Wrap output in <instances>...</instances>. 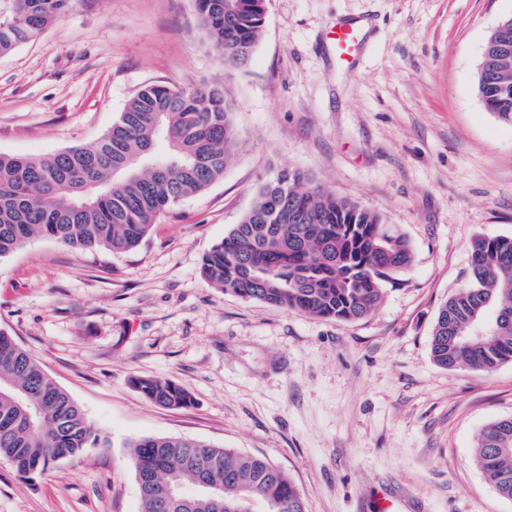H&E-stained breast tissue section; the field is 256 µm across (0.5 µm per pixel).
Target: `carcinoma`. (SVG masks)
I'll return each mask as SVG.
<instances>
[{
    "label": "carcinoma",
    "instance_id": "cac0c4a2",
    "mask_svg": "<svg viewBox=\"0 0 512 512\" xmlns=\"http://www.w3.org/2000/svg\"><path fill=\"white\" fill-rule=\"evenodd\" d=\"M69 0H0V55L36 39ZM210 45L229 69L252 57L265 20V0H196ZM509 78L477 71L484 106L512 124ZM236 104L229 90L205 82L185 89L145 85L97 141L41 157L0 154V258L33 238L76 250L115 253L138 247L155 221L181 200L223 177L237 148ZM469 283L438 310L431 356L447 369L486 372L512 361V236L480 235L471 243ZM408 240L378 212L326 190L299 170L260 183L252 206L202 258L200 276L246 300L323 319L369 316L383 287L411 264ZM487 301L509 311L480 337L469 336L475 307ZM131 385L155 404H190L186 389L159 377ZM101 443L70 395L0 329V457L23 476L41 475ZM142 512H306L288 473L267 459L181 437L129 442ZM477 466L497 492L512 498V417L484 427L475 441ZM204 479L221 488L224 507L204 495L167 508L162 485L194 492Z\"/></svg>",
    "mask_w": 512,
    "mask_h": 512
}]
</instances>
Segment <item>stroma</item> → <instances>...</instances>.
<instances>
[{"instance_id":"stroma-1","label":"stroma","mask_w":512,"mask_h":512,"mask_svg":"<svg viewBox=\"0 0 512 512\" xmlns=\"http://www.w3.org/2000/svg\"><path fill=\"white\" fill-rule=\"evenodd\" d=\"M512 0H266L244 70L210 48L194 0H71L0 57V154L98 140L148 83L230 90L237 150L222 179L160 216L135 250L35 238L0 258V328L81 408L102 446L28 480L0 457V512H141L129 441L174 436L288 472L307 512H512L473 460L512 417V362L432 359L439 307L468 281L470 241L512 236V124L480 101L476 66ZM366 37L339 64L329 24ZM298 169L381 212L413 261L371 316L327 320L212 288L203 256L260 182ZM167 378L161 408L130 376ZM130 383L143 396L162 407L179 408L191 402L188 391L170 379L135 376Z\"/></svg>"}]
</instances>
